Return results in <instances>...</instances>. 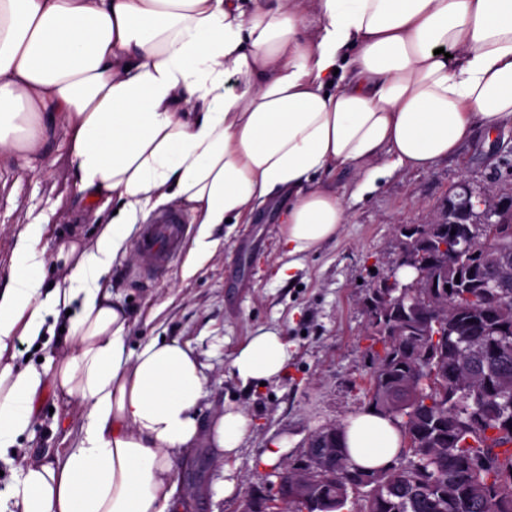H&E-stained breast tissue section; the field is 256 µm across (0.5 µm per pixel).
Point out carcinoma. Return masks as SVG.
Listing matches in <instances>:
<instances>
[{"instance_id":"obj_1","label":"carcinoma","mask_w":512,"mask_h":512,"mask_svg":"<svg viewBox=\"0 0 512 512\" xmlns=\"http://www.w3.org/2000/svg\"><path fill=\"white\" fill-rule=\"evenodd\" d=\"M496 239H480L455 249L465 268L461 282L446 288L437 280L431 317L439 328L451 322L473 321L480 335L476 345L493 343L492 357H471L461 348L438 357L442 342L407 330L413 312L393 305L392 320L368 327L373 343L370 406L384 389L377 383L383 366L394 398L404 404L393 417L400 421L406 464L378 472L363 471L348 459V449H336L329 465H297L288 469V485L301 483L303 493L285 502L287 512H342L348 499L357 512H512V400L499 388L512 389V319L497 318L482 283L504 279L502 292L512 295V269L498 272L484 260ZM407 345L420 346L411 360L402 355ZM484 422V428L474 424ZM370 478L372 482L363 483Z\"/></svg>"}]
</instances>
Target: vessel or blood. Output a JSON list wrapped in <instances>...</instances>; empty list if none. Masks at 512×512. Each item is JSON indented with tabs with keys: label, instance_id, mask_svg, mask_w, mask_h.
I'll use <instances>...</instances> for the list:
<instances>
[{
	"label": "vessel or blood",
	"instance_id": "obj_1",
	"mask_svg": "<svg viewBox=\"0 0 512 512\" xmlns=\"http://www.w3.org/2000/svg\"><path fill=\"white\" fill-rule=\"evenodd\" d=\"M188 231L185 215L176 209L161 212L143 225L136 251L144 277H154L174 261Z\"/></svg>",
	"mask_w": 512,
	"mask_h": 512
}]
</instances>
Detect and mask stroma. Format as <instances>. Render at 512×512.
I'll return each instance as SVG.
<instances>
[{"label":"stroma","instance_id":"35a3bbf8","mask_svg":"<svg viewBox=\"0 0 512 512\" xmlns=\"http://www.w3.org/2000/svg\"><path fill=\"white\" fill-rule=\"evenodd\" d=\"M336 187L347 221L336 239L301 256L292 279L280 280L279 226L274 209L249 224L216 231L209 261L183 278V259L145 282L136 255L117 260L104 285L118 295L129 315V345L155 337L191 343L207 377L209 419L231 401L245 407L254 428L230 465L215 460L207 444L191 449L177 465L186 492L187 512H242L245 501L267 512L279 502V485L288 465L304 462L313 435L336 427L367 408L370 346L364 300L372 285L397 271L401 224H429L451 195L512 196V126L486 137L476 130L458 152L426 172L396 169L362 201L351 198V177L341 173ZM48 214V246L64 239L90 240L98 219L71 187V171L55 148L35 168L17 158L0 167V284L10 275V256L23 224ZM284 336L289 358L278 384L243 385L231 373L235 352L258 329ZM87 409L80 399L58 403L47 390L29 437L16 451V463L75 447ZM284 442L280 462L264 458L273 442ZM231 475L235 490L217 494L214 486Z\"/></svg>","mask_w":512,"mask_h":512}]
</instances>
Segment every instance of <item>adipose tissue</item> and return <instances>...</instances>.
Returning a JSON list of instances; mask_svg holds the SVG:
<instances>
[{"instance_id": "adipose-tissue-1", "label": "adipose tissue", "mask_w": 512, "mask_h": 512, "mask_svg": "<svg viewBox=\"0 0 512 512\" xmlns=\"http://www.w3.org/2000/svg\"><path fill=\"white\" fill-rule=\"evenodd\" d=\"M512 125V0H0V161H31L57 129L76 195L102 216L93 241L43 244L48 216L25 224L0 287V512H175L176 458L207 439L238 455L253 419L225 403L199 413L207 378L191 343L130 348L128 317L101 281L128 255L137 224L170 203L198 224L183 266L209 259L226 221L278 212L289 261L336 238L345 208L393 165L426 171L477 127ZM70 263L47 285L48 256ZM68 355L18 365L17 343ZM288 361L275 331L231 363L245 385H273ZM87 406L78 445L15 465L48 388ZM351 462L389 466L391 418L342 425Z\"/></svg>"}]
</instances>
